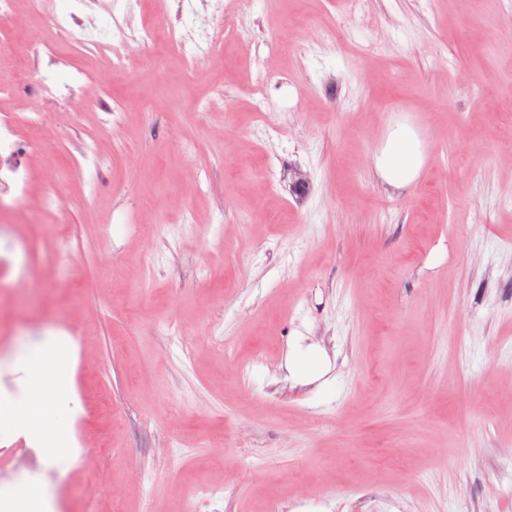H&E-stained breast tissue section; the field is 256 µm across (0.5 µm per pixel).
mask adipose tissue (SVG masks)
Instances as JSON below:
<instances>
[{
    "instance_id": "adipose-tissue-1",
    "label": "adipose tissue",
    "mask_w": 512,
    "mask_h": 512,
    "mask_svg": "<svg viewBox=\"0 0 512 512\" xmlns=\"http://www.w3.org/2000/svg\"><path fill=\"white\" fill-rule=\"evenodd\" d=\"M424 140L410 122L399 120L388 127L373 154L377 175L389 186L406 189L416 183L425 164ZM60 357L53 345L43 346L29 370V392L20 406L0 407V419L12 421L29 432L47 435L58 392L56 367Z\"/></svg>"
}]
</instances>
